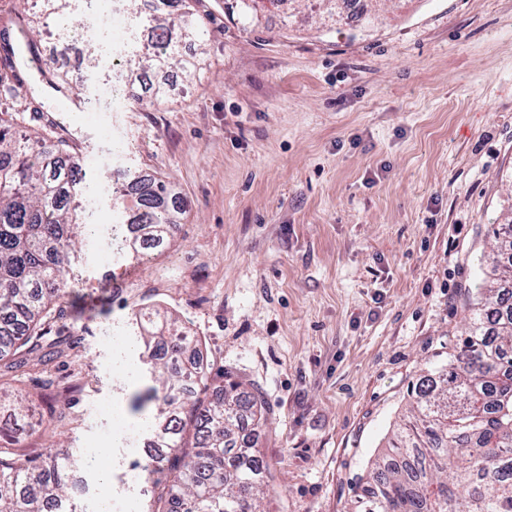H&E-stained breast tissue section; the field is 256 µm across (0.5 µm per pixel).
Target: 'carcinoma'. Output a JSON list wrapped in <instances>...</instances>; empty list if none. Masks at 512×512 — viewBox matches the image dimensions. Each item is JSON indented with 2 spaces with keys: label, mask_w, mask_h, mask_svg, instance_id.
Listing matches in <instances>:
<instances>
[{
  "label": "carcinoma",
  "mask_w": 512,
  "mask_h": 512,
  "mask_svg": "<svg viewBox=\"0 0 512 512\" xmlns=\"http://www.w3.org/2000/svg\"><path fill=\"white\" fill-rule=\"evenodd\" d=\"M224 0L242 20H255L265 2ZM48 16L18 12L11 23L43 35L58 23V42L78 36L82 0H45ZM152 10L132 8L135 23L154 33L148 52L137 46L138 65H195L179 58L182 40L204 41V23L189 0H150ZM13 44L0 32V357L39 347L44 319L57 306L81 236L76 189L87 172L66 165L72 146L52 131L19 129L21 111ZM134 215L119 225L123 248L132 254L165 247L178 211L165 181L135 182ZM486 270L469 298L463 334L448 356L426 369L412 390L407 419L375 460L362 494L349 512H512V222L493 230ZM157 339L151 360L163 385L166 426L154 443L166 449L159 463L170 481L156 485L153 512H262L267 468L238 431L267 420L258 390H239L226 380L216 397L202 400L209 373L179 370L183 338L171 319L159 327L152 314L136 315ZM72 462L63 454L46 461L0 447V512H77L68 494Z\"/></svg>",
  "instance_id": "1"
}]
</instances>
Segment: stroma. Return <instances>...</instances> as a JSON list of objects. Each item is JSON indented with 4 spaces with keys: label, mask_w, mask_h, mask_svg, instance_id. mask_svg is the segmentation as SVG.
<instances>
[{
    "label": "stroma",
    "mask_w": 512,
    "mask_h": 512,
    "mask_svg": "<svg viewBox=\"0 0 512 512\" xmlns=\"http://www.w3.org/2000/svg\"><path fill=\"white\" fill-rule=\"evenodd\" d=\"M195 8L208 35L180 46L191 76L152 66L115 95L81 41L49 53L86 119L19 70L26 106L94 162L86 226L116 224L129 202L109 210L113 189L150 177L181 222L150 258L83 245L70 315L41 342L50 362L0 365V388L28 406L0 424L31 455L72 456L79 512L107 498L148 512L157 405L138 404L152 381L134 314L156 307L197 338L211 387L261 391L265 512H347L412 384L460 335L491 225L512 219V0H385L367 31L322 25L306 0L247 28L221 0Z\"/></svg>",
    "instance_id": "stroma-1"
}]
</instances>
